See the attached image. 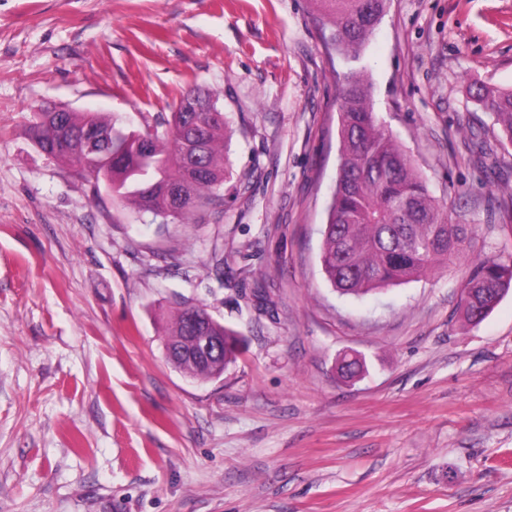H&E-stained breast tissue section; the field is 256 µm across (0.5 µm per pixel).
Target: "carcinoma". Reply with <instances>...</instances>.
<instances>
[{
    "mask_svg": "<svg viewBox=\"0 0 512 512\" xmlns=\"http://www.w3.org/2000/svg\"><path fill=\"white\" fill-rule=\"evenodd\" d=\"M316 20L328 50L350 61L360 52L382 18L385 0H313ZM480 108L491 113L501 140L512 145V90L484 84L470 88ZM182 113L145 131L114 116L94 112H36L29 126L33 142L53 151V158L69 163L82 176L94 154L80 140L87 128L112 130V161L97 172L112 183V199L164 220H191L205 202L219 199L224 185L226 122L222 112H200L203 139L195 144L194 130L182 123ZM339 174L328 218L322 229L321 265L328 282L344 295L361 296L427 276L467 250V228L451 224L414 161L379 123L373 108L371 83L361 73L343 75L340 88ZM203 169L195 176L192 170ZM182 192L180 202L169 191ZM512 288V254L484 256L469 268L461 296L463 319L477 325ZM177 311L168 342L175 350L176 367L209 378L213 366L178 357L188 334L187 308ZM210 330L224 337V366L242 352L238 332L219 322Z\"/></svg>",
    "mask_w": 512,
    "mask_h": 512,
    "instance_id": "carcinoma-1",
    "label": "carcinoma"
}]
</instances>
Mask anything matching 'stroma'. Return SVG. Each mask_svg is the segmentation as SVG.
<instances>
[{
  "label": "stroma",
  "mask_w": 512,
  "mask_h": 512,
  "mask_svg": "<svg viewBox=\"0 0 512 512\" xmlns=\"http://www.w3.org/2000/svg\"><path fill=\"white\" fill-rule=\"evenodd\" d=\"M312 12L0 0V512H512V291L459 309L470 263L512 253V145L469 93L512 89V0H389L374 111L470 245L362 297L320 262L347 65ZM191 86L232 135L189 224L94 197L27 133L46 102L141 130ZM181 302L241 335L221 377L168 361Z\"/></svg>",
  "instance_id": "obj_1"
}]
</instances>
